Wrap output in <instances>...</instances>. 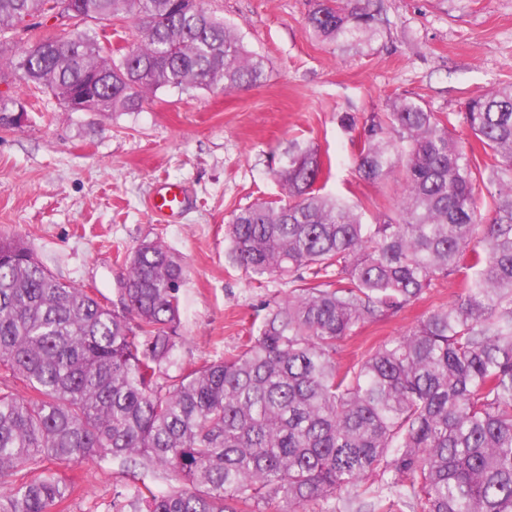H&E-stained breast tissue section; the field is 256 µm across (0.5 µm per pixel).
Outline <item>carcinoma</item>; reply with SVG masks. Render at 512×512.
<instances>
[{
	"label": "carcinoma",
	"instance_id": "cac0c4a2",
	"mask_svg": "<svg viewBox=\"0 0 512 512\" xmlns=\"http://www.w3.org/2000/svg\"><path fill=\"white\" fill-rule=\"evenodd\" d=\"M59 2L0 0V40ZM69 2L90 20L132 15L145 40L110 63L85 30L27 42L17 69L62 102L92 86L94 111L138 112L148 90L234 92L266 78L264 59L201 0ZM382 23L372 0H315L306 30L357 48ZM16 104L0 96V127ZM340 121L357 132L358 176L399 187L395 213L363 222L361 205L323 192L331 163L295 145L276 173L282 196L238 209L226 232L229 260L259 284L288 279V295L236 350L175 376L180 255L141 243L109 308L0 237V512H70L74 488L53 466L91 459L136 480L106 512H361L373 482L388 505L370 512H512V87L463 112L397 96ZM449 278L452 304L336 359L358 328ZM159 471L177 484L147 485Z\"/></svg>",
	"mask_w": 512,
	"mask_h": 512
}]
</instances>
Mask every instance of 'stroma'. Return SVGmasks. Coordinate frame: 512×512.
Listing matches in <instances>:
<instances>
[{
	"mask_svg": "<svg viewBox=\"0 0 512 512\" xmlns=\"http://www.w3.org/2000/svg\"><path fill=\"white\" fill-rule=\"evenodd\" d=\"M313 3L204 0L265 59L266 81L231 94L166 87L147 93L137 112L68 111L51 93L28 87L16 51L5 49L0 92L26 102L28 112L20 125L0 128V236L21 239L58 279L98 289L109 305L119 299L125 254L161 241L187 265L176 368L233 351L257 311L289 286L257 284L231 264L226 225L234 210L280 197L275 173L293 143L330 159L326 192L362 203L369 223L394 210L397 192L359 179L342 113L379 111L395 95L460 112L469 99L512 85V0H380V36L346 52L306 33ZM85 29L108 51L143 39L131 17ZM165 182L184 189L171 216L151 207ZM456 292V284L436 282L420 302L365 324L340 342V361L400 336ZM58 473L80 489L72 512L122 498L130 484L117 464L96 459Z\"/></svg>",
	"mask_w": 512,
	"mask_h": 512,
	"instance_id": "1",
	"label": "stroma"
}]
</instances>
